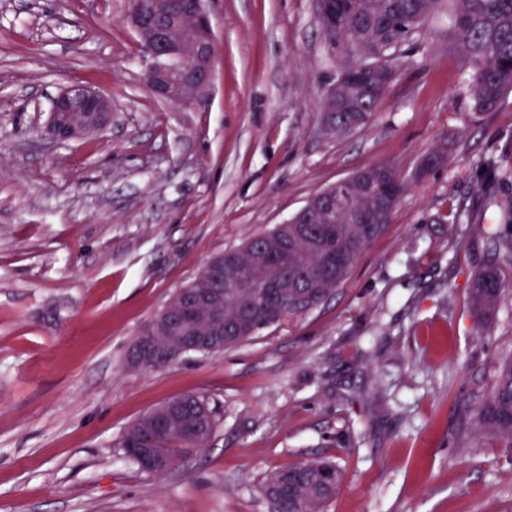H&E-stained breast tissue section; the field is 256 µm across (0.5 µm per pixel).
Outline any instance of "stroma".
I'll return each mask as SVG.
<instances>
[{"instance_id": "obj_1", "label": "stroma", "mask_w": 512, "mask_h": 512, "mask_svg": "<svg viewBox=\"0 0 512 512\" xmlns=\"http://www.w3.org/2000/svg\"><path fill=\"white\" fill-rule=\"evenodd\" d=\"M209 93L164 102L129 0H0V512H270L266 477L313 459L344 482L328 512H512V448L476 408L512 354V295L490 325L466 292L494 209L480 161L512 157V94L473 116L449 10L403 48L372 123L336 139L322 101L345 63L315 0H207ZM112 101V125L58 145L61 90ZM444 147L448 161L410 175ZM375 163L410 184L386 233L320 308L218 354L143 372L139 329L210 259ZM469 204L468 224L444 212ZM203 394V451L150 475L121 446L153 407Z\"/></svg>"}]
</instances>
